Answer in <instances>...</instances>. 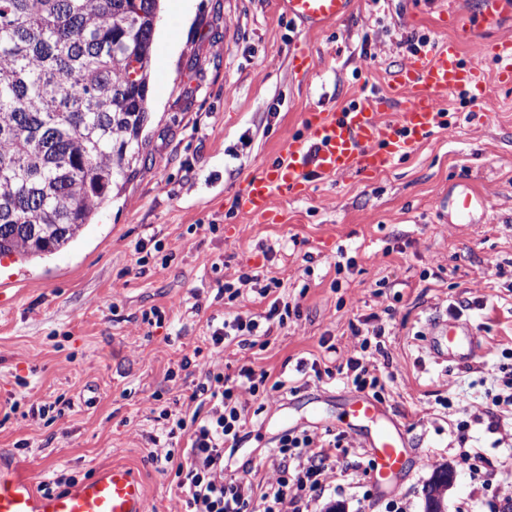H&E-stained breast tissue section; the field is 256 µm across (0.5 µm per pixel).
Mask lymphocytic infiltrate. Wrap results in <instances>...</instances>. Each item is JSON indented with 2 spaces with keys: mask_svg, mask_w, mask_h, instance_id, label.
I'll return each instance as SVG.
<instances>
[{
  "mask_svg": "<svg viewBox=\"0 0 512 512\" xmlns=\"http://www.w3.org/2000/svg\"><path fill=\"white\" fill-rule=\"evenodd\" d=\"M256 287L259 299L267 303L263 312H236L214 326L210 344L217 349H267L274 326L285 325L299 316V306L290 304L279 278L259 272L241 274L237 281L225 282L220 292L228 304L243 296L245 285ZM385 328L380 324L353 326L359 339L358 354L344 362L323 366L312 362L316 378L342 377L355 388L380 397L384 386L377 374L374 354ZM186 402L164 406L156 421L161 433L152 437L147 460L160 472H173L177 495L175 512H316V503L331 485L335 472L334 449L343 447L344 433L328 429L322 433L305 430L282 435L278 450L268 456L271 478L257 482L249 475L224 470V451L240 447L253 424L245 398L268 388H284L282 379L267 370L244 364L234 373L215 365L187 380ZM185 438L184 448L175 450L174 439Z\"/></svg>",
  "mask_w": 512,
  "mask_h": 512,
  "instance_id": "f902f5d3",
  "label": "lymphocytic infiltrate"
}]
</instances>
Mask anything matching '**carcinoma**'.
I'll return each mask as SVG.
<instances>
[{
	"label": "carcinoma",
	"instance_id": "cac0c4a2",
	"mask_svg": "<svg viewBox=\"0 0 512 512\" xmlns=\"http://www.w3.org/2000/svg\"><path fill=\"white\" fill-rule=\"evenodd\" d=\"M159 0H0V254L71 245L127 178Z\"/></svg>",
	"mask_w": 512,
	"mask_h": 512
}]
</instances>
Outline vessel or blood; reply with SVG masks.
I'll list each match as a JSON object with an SVG mask.
<instances>
[{
    "label": "vessel or blood",
    "mask_w": 512,
    "mask_h": 512,
    "mask_svg": "<svg viewBox=\"0 0 512 512\" xmlns=\"http://www.w3.org/2000/svg\"><path fill=\"white\" fill-rule=\"evenodd\" d=\"M351 4L352 0H278L284 13L308 30L344 18ZM472 52L492 55L501 82L512 83L511 38L490 46L474 44ZM460 54L456 41L432 43L393 72L384 92L362 95L343 112L307 113L303 139L289 143L277 160L246 179L237 197L239 215L263 222L274 198L304 195L315 177L368 175L410 155L440 124L439 94L478 88L484 81L482 70L463 64ZM392 110L397 119L386 122L384 116ZM488 206L487 197L470 188L453 201L460 221ZM423 347L439 362L468 361L484 352L473 325L458 317L429 319ZM345 415L354 425L375 427L366 449L375 486H385L406 467L427 465L424 452L411 450L404 429L383 423V409L370 396L354 397ZM0 512H145V489L123 465L104 468L77 487L52 494L36 491L25 475L0 469Z\"/></svg>",
    "instance_id": "1"
}]
</instances>
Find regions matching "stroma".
I'll return each instance as SVG.
<instances>
[{"instance_id": "obj_1", "label": "stroma", "mask_w": 512, "mask_h": 512, "mask_svg": "<svg viewBox=\"0 0 512 512\" xmlns=\"http://www.w3.org/2000/svg\"><path fill=\"white\" fill-rule=\"evenodd\" d=\"M181 3L183 27L168 0L159 4L149 121L130 179L114 184L76 244L32 263L31 277L0 304V461L36 483L56 470L81 482L124 465L144 484L146 512H171L176 480L146 456L155 412L185 392L167 372L188 356L198 373L251 362L288 380L286 389L248 398L261 414L224 458L227 472L268 478L279 415L320 433L314 409L336 418L356 392L340 378L301 375L298 363L327 358L324 338L338 358L351 356L352 323L377 313L383 404L430 464L378 492L352 436L351 447L336 451L325 501L339 512H387L392 501L425 512L426 485L446 465L455 472L446 512L463 502L472 512H512L503 502L512 497V413H498L494 432L486 414L503 387L502 359L489 350L512 349V86L498 80L494 58L477 59L485 75L479 97L444 95L442 127L392 168L317 179L302 197L276 198L264 224L242 223L236 209L242 181L275 160L283 141L303 137L305 113L344 111L369 85L385 90L410 55L407 37H456L468 58L474 42L512 35V18L484 22L486 0H353L345 18L307 31L273 0ZM301 50L314 61L311 73L294 67ZM460 183L487 196L488 214L457 224L439 210ZM140 241L160 249L144 266ZM343 256L355 265L339 273ZM250 270L282 279L301 317L274 329L266 350L216 352L207 338L226 310L218 289ZM153 307L165 312L158 328L142 321ZM454 309L488 351L439 365L423 350V332L430 316ZM59 398L73 403L64 416H40L37 405ZM465 448L482 454L478 471L463 463ZM486 473L497 483L483 486Z\"/></svg>"}]
</instances>
